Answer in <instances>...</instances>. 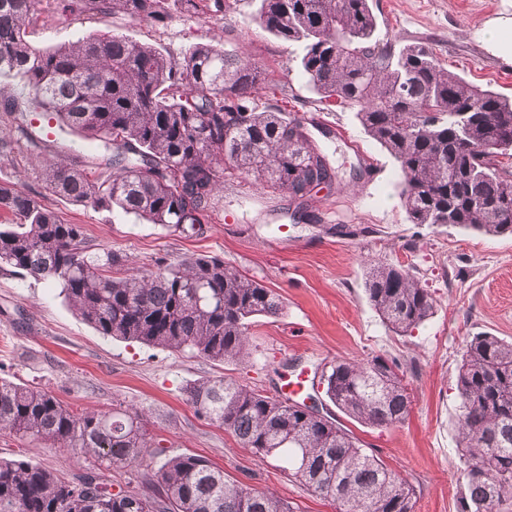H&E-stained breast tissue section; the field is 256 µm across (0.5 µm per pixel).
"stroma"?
<instances>
[{
  "mask_svg": "<svg viewBox=\"0 0 512 512\" xmlns=\"http://www.w3.org/2000/svg\"><path fill=\"white\" fill-rule=\"evenodd\" d=\"M57 2L41 0L31 45L118 33L178 60L198 43L249 56L269 74L261 101L307 122L338 180L313 195L309 219L296 224L287 215V197L255 190L237 175L225 177L203 235L193 237L117 208L73 203L45 187L40 163L84 160L89 142L35 109L21 79L0 77V88L17 104L13 113L0 112V130L11 135L0 152V184L19 186L66 222L82 225L93 252L110 251L148 269L159 260L220 257L274 289L284 305L278 317L252 325L248 361L219 363L99 335L76 315L57 282L0 269V377L41 387L78 410L104 412L119 404L145 409L146 429L165 457L197 454L299 512H337L280 461L258 459L199 417L185 389L227 376L272 394L288 375L312 373L336 359L379 356L398 364L411 394L409 414L390 428L347 417L344 427L410 481L415 512H459L458 368L469 336L489 332L512 340V236L409 223L394 160L364 133L353 110L321 103L300 72V46L278 41L261 26L258 0H237L233 10L203 21L176 12L162 23L92 14L61 22L54 18ZM373 8L380 37L429 42L449 70L512 97V61L477 33L487 19L512 18V0H373ZM361 227L366 235H358ZM373 260L409 269L435 299L433 316L412 333L393 332L370 305L364 281ZM0 456L31 461L69 480L82 470L70 450L22 442L5 430Z\"/></svg>",
  "mask_w": 512,
  "mask_h": 512,
  "instance_id": "35a3bbf8",
  "label": "stroma"
}]
</instances>
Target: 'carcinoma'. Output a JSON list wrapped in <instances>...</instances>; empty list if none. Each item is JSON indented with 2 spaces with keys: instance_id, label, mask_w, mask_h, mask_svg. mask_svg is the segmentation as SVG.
<instances>
[{
  "instance_id": "cac0c4a2",
  "label": "carcinoma",
  "mask_w": 512,
  "mask_h": 512,
  "mask_svg": "<svg viewBox=\"0 0 512 512\" xmlns=\"http://www.w3.org/2000/svg\"><path fill=\"white\" fill-rule=\"evenodd\" d=\"M39 2L0 0V76L21 78L43 111L90 141L99 169L95 177L43 164L53 194L200 235L226 170L298 209L314 181L336 176L300 120L276 105L259 106L268 77L250 58L196 44L178 61L118 34L40 50L26 39ZM234 2L60 0L58 15L162 22L177 11H228ZM259 2L267 32L301 46V73L320 100L356 112L368 137L394 159L410 223L512 235V166L503 162L512 156V99L449 71L425 43L379 38L372 0ZM478 101L479 112L472 110ZM0 210L13 216L0 224V266L58 282L81 320L102 336L244 362L252 325L283 309L275 291L212 256L113 276L122 258L92 254L81 225L66 223L16 185L0 184ZM365 292L396 333L434 314L432 295L400 265L369 263ZM318 387L341 413L372 427L402 423L411 405L398 366L380 357L336 359L322 368ZM456 390L465 481L459 512H495L512 498V341L470 337ZM187 396L196 414L256 457L283 462L340 512H414L413 485L331 412L225 377L197 383ZM0 430L69 448L88 462L66 481L39 464L0 458V512H294L198 455L152 469L146 457L163 449L152 448L138 409L80 413L39 387L0 378ZM127 467L156 492L110 491L106 472Z\"/></svg>"
}]
</instances>
